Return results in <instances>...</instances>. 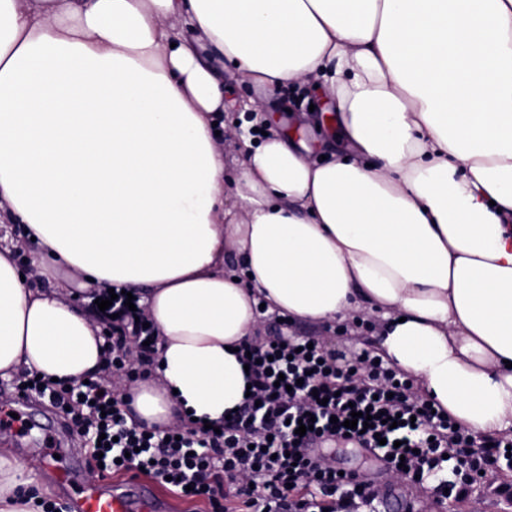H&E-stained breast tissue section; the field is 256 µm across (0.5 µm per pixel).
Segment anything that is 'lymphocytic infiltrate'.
I'll return each instance as SVG.
<instances>
[{"label": "lymphocytic infiltrate", "instance_id": "lymphocytic-infiltrate-1", "mask_svg": "<svg viewBox=\"0 0 512 512\" xmlns=\"http://www.w3.org/2000/svg\"><path fill=\"white\" fill-rule=\"evenodd\" d=\"M125 296L112 302L119 323L107 337V376L100 381L55 387L34 380L26 394L67 409L80 437L103 448L105 473L142 470L158 484L175 478L177 489L206 499L211 512H224L218 491L235 487L245 512H358L370 505L372 485L363 476L324 468L319 448L354 443L377 453L385 471L414 497L431 491L436 503L463 498L468 479L512 467V438L468 448L467 435L426 398H414L407 375L377 362L374 352L351 361L309 337L277 336L250 346V394L240 409L214 431L186 425L161 435L128 425L117 382L133 366L153 360L147 339L152 328L136 322ZM370 412L367 429L345 427L352 412ZM314 415L313 428L298 435L299 421ZM400 417L397 427L388 421Z\"/></svg>", "mask_w": 512, "mask_h": 512}]
</instances>
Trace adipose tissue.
Masks as SVG:
<instances>
[{"mask_svg": "<svg viewBox=\"0 0 512 512\" xmlns=\"http://www.w3.org/2000/svg\"><path fill=\"white\" fill-rule=\"evenodd\" d=\"M317 85L343 142L234 131L224 71ZM0 379L98 376L92 312L131 292L157 368L129 419L242 406L262 313L379 320L376 352L478 436L512 429V0H0ZM27 265H20V249ZM85 293L76 305L75 293ZM0 448V512H34Z\"/></svg>", "mask_w": 512, "mask_h": 512, "instance_id": "obj_1", "label": "adipose tissue"}]
</instances>
